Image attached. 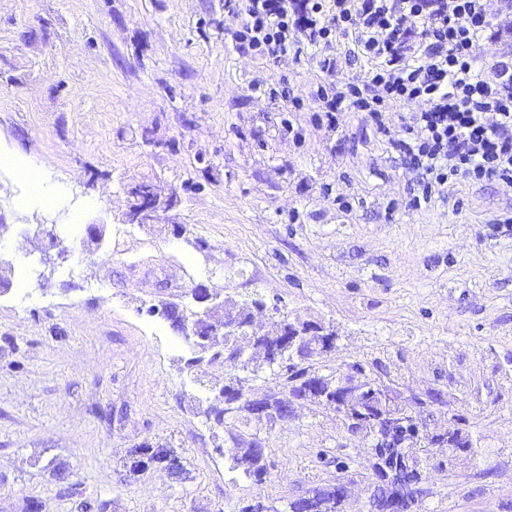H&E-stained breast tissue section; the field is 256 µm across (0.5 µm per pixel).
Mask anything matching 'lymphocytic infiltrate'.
Here are the masks:
<instances>
[{
    "instance_id": "1",
    "label": "lymphocytic infiltrate",
    "mask_w": 512,
    "mask_h": 512,
    "mask_svg": "<svg viewBox=\"0 0 512 512\" xmlns=\"http://www.w3.org/2000/svg\"><path fill=\"white\" fill-rule=\"evenodd\" d=\"M241 19L235 49L277 61L327 49L325 79L314 92L328 125L343 112H363L414 174L413 207L451 185L512 184V57L490 73L476 66L473 46L494 23L484 0H224ZM348 40L349 59L365 64L356 81L336 85L330 48ZM414 101L392 138L384 114Z\"/></svg>"
}]
</instances>
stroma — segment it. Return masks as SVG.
<instances>
[{
    "instance_id": "35a3bbf8",
    "label": "stroma",
    "mask_w": 512,
    "mask_h": 512,
    "mask_svg": "<svg viewBox=\"0 0 512 512\" xmlns=\"http://www.w3.org/2000/svg\"><path fill=\"white\" fill-rule=\"evenodd\" d=\"M239 24L224 0H0V512H240L257 497L282 512L339 480L343 512H370L366 445L309 404L246 426L271 482L231 470L202 414L231 367L181 373L187 344L148 312L199 283L330 325L329 366L361 360L443 390L434 420L469 402L478 454L414 449L415 512H512V224L499 221L512 186L412 207L409 174L364 114L321 122L320 51L273 66L233 49ZM29 165L64 206L19 179ZM143 182L180 202L131 226L129 191ZM40 224L64 227L51 271ZM145 441L173 449L181 470L131 471Z\"/></svg>"
}]
</instances>
